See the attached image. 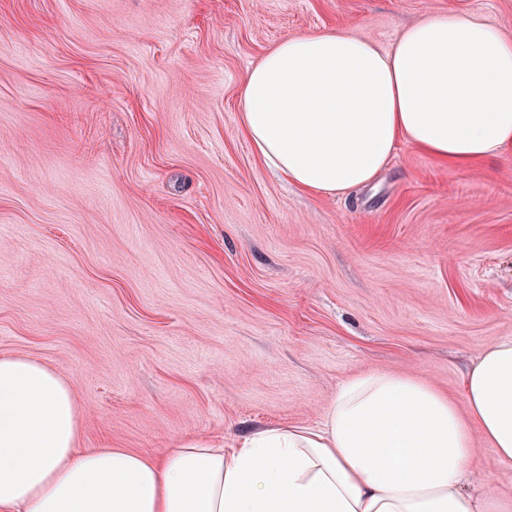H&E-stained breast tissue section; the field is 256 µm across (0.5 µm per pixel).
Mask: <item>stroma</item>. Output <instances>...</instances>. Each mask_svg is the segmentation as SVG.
I'll return each mask as SVG.
<instances>
[{"label":"stroma","instance_id":"stroma-1","mask_svg":"<svg viewBox=\"0 0 512 512\" xmlns=\"http://www.w3.org/2000/svg\"><path fill=\"white\" fill-rule=\"evenodd\" d=\"M448 12L512 36V0H0V355L71 380L79 447L314 427L372 371L462 402L512 338V152L457 170L401 141L331 197L238 128L276 42L387 50Z\"/></svg>","mask_w":512,"mask_h":512}]
</instances>
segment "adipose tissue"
Instances as JSON below:
<instances>
[{
  "label": "adipose tissue",
  "instance_id": "1",
  "mask_svg": "<svg viewBox=\"0 0 512 512\" xmlns=\"http://www.w3.org/2000/svg\"><path fill=\"white\" fill-rule=\"evenodd\" d=\"M239 123L268 168L329 196L371 182L401 139L464 169L512 149V37L465 12L423 18L387 51L345 29L291 37L243 76ZM463 399L369 372L320 428L154 457L79 449L72 382L0 356V512H512V495L466 488L472 429L512 462V339L473 359Z\"/></svg>",
  "mask_w": 512,
  "mask_h": 512
}]
</instances>
